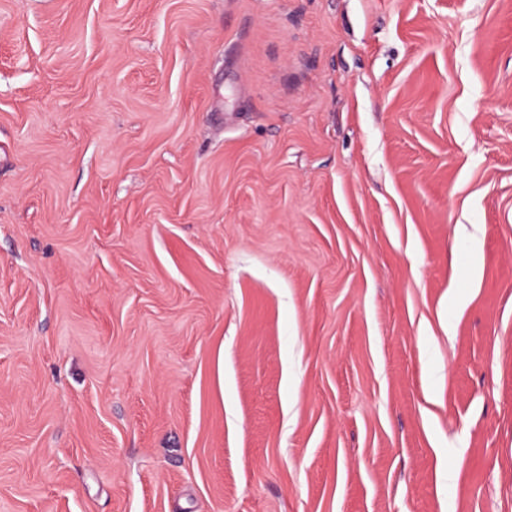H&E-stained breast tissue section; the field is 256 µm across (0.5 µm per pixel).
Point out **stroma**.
<instances>
[{
    "label": "stroma",
    "instance_id": "1",
    "mask_svg": "<svg viewBox=\"0 0 512 512\" xmlns=\"http://www.w3.org/2000/svg\"><path fill=\"white\" fill-rule=\"evenodd\" d=\"M0 512H512V0H0Z\"/></svg>",
    "mask_w": 512,
    "mask_h": 512
}]
</instances>
